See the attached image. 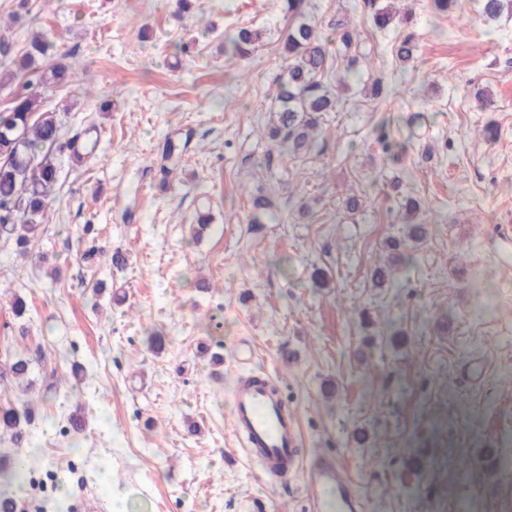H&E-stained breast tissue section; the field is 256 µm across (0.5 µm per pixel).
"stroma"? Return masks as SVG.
I'll return each instance as SVG.
<instances>
[{"mask_svg":"<svg viewBox=\"0 0 512 512\" xmlns=\"http://www.w3.org/2000/svg\"><path fill=\"white\" fill-rule=\"evenodd\" d=\"M377 7L393 15L382 31ZM306 11L325 35L346 18L361 44L316 148L293 156L269 135L283 0H0L11 57L38 31L77 59L71 83L37 87L43 107L69 132L97 129L82 164L59 155L32 257L0 240V364L31 359L27 385L0 381V404L35 401L41 450L16 512H51L56 496L72 512L116 499L126 512H311L302 480L266 477L232 430L235 381L264 371L298 419L301 453L338 459L363 512H512V243L499 235L512 225V11ZM239 27L262 34L245 59L226 39ZM408 32L417 48L402 64L393 46ZM378 78L390 95L371 96ZM381 126L397 156L376 144ZM175 135L188 145L166 177ZM260 181L285 221L250 222L246 189ZM351 194L359 213L343 207ZM409 196L422 204L412 215ZM200 212L211 223L197 239ZM412 220L429 236L391 287H373L386 240ZM91 247L103 258L86 261ZM116 250L119 269L105 259ZM48 375L57 393L44 401ZM74 412L87 423L77 453L62 433ZM486 448L500 453L490 472Z\"/></svg>","mask_w":512,"mask_h":512,"instance_id":"obj_1","label":"stroma"}]
</instances>
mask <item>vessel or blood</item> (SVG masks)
I'll list each match as a JSON object with an SVG mask.
<instances>
[{"instance_id":"vessel-or-blood-1","label":"vessel or blood","mask_w":512,"mask_h":512,"mask_svg":"<svg viewBox=\"0 0 512 512\" xmlns=\"http://www.w3.org/2000/svg\"><path fill=\"white\" fill-rule=\"evenodd\" d=\"M234 429L248 459L260 462L273 476L302 474L308 502L314 512H356L359 503L338 462L321 456L305 463L298 453L300 433L283 398L266 379L239 380L231 403Z\"/></svg>"}]
</instances>
